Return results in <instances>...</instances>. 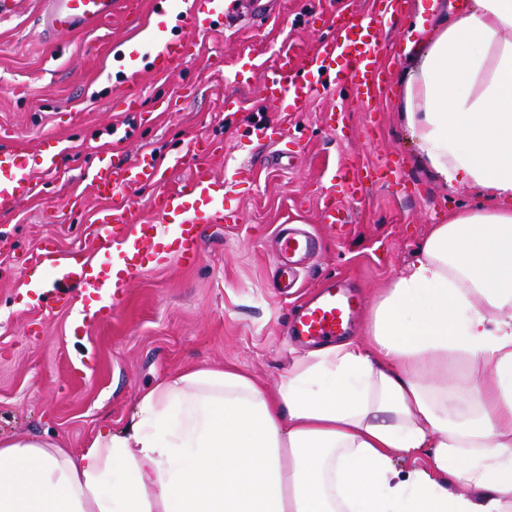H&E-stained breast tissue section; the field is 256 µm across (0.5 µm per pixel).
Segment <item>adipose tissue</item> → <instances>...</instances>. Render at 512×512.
Listing matches in <instances>:
<instances>
[{
	"label": "adipose tissue",
	"mask_w": 512,
	"mask_h": 512,
	"mask_svg": "<svg viewBox=\"0 0 512 512\" xmlns=\"http://www.w3.org/2000/svg\"><path fill=\"white\" fill-rule=\"evenodd\" d=\"M406 52L392 102L419 159L485 204L431 225L368 341L304 353L272 391L168 374L76 455L0 436V512H512V0L417 19Z\"/></svg>",
	"instance_id": "obj_1"
}]
</instances>
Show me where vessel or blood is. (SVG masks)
Masks as SVG:
<instances>
[{"instance_id":"1","label":"vessel or blood","mask_w":512,"mask_h":512,"mask_svg":"<svg viewBox=\"0 0 512 512\" xmlns=\"http://www.w3.org/2000/svg\"><path fill=\"white\" fill-rule=\"evenodd\" d=\"M204 14H190V26L210 25L221 18L228 28L245 24L259 26L273 9V0H207ZM405 0H372L363 13H351L334 23L335 35L312 52H279L263 83L271 105L287 104L289 111H302L316 95L327 75L353 86L360 102L376 99L383 83L378 35L393 27ZM114 0H44L43 22L46 31L59 38L95 25L112 15ZM190 40H158L154 69L166 73L185 62ZM260 145L271 147L277 166L290 164L294 153L285 146L283 121L257 128ZM208 145L194 141L189 151L176 162L188 166L187 180L174 189L161 190L154 202L155 218H135L129 192L142 184L159 181L154 156L142 153L132 161L103 157L92 176L91 186L112 206L100 210L91 226L90 238L97 261L85 260L80 252L58 256L53 241H43L37 261L44 279L31 283L34 308L52 311L67 309L83 300V316L75 326L84 333L93 324L111 322L120 305V293L144 270L148 256L160 254L167 243H175L185 265H196L201 257L202 228L207 224H234L237 214L224 207V182L211 166ZM59 167L56 156L18 153L0 148V212L12 209L29 198L37 187V176L51 175ZM373 179L371 168L346 162L334 168L332 187L349 197L362 195ZM281 255L292 257L312 251L311 239L288 230L279 242ZM360 304L359 296L341 282L324 285L317 298L290 323V332L300 343L335 339L350 327Z\"/></svg>"}]
</instances>
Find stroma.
Returning <instances> with one entry per match:
<instances>
[{
    "mask_svg": "<svg viewBox=\"0 0 512 512\" xmlns=\"http://www.w3.org/2000/svg\"><path fill=\"white\" fill-rule=\"evenodd\" d=\"M159 15L152 0H133L130 12L45 42L41 0H21L0 20V132L7 146L59 153L58 172L38 176L35 194L0 213V435L62 443L79 454L103 426L121 429L138 396L158 379L195 365L238 363L267 388L303 347L286 326L323 282L349 279L363 299L350 333L364 339L377 291L404 266L431 225L455 209L476 207L475 189H448L417 159L409 136L386 98L360 105L350 88H327L289 119L286 135L296 155L289 170L273 166L255 125L277 120L262 92L278 51L315 49L331 35L334 11L357 12L370 0H276V15L260 27L217 24L187 29L182 14L204 0H175ZM415 14L402 16L378 37L385 88L407 64L406 34ZM192 38L198 52L182 69L158 76L142 68V48L156 31ZM254 63L249 84L238 83L241 57ZM138 78H131L132 69ZM212 141L217 177L227 178L225 207L235 224H208L201 260L185 266L174 247L122 293L112 323L72 336L70 311L33 309L25 271L44 238L61 254L85 245L86 228L106 207L90 185L98 157L120 148L126 159L152 153L168 187L189 175L174 166L192 139ZM399 166L395 185L376 183L359 200L341 199L348 224L319 221L330 192L327 165L342 161ZM253 169L250 181H232L235 167ZM302 224L313 252L300 288L282 295L273 259L278 225ZM83 361L80 373L71 364Z\"/></svg>",
    "mask_w": 512,
    "mask_h": 512,
    "instance_id": "1",
    "label": "stroma"
}]
</instances>
